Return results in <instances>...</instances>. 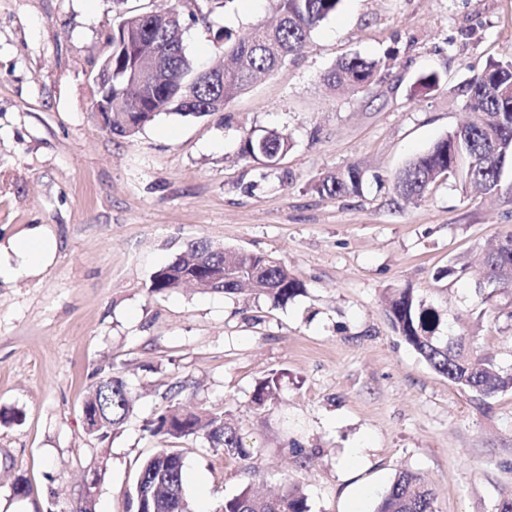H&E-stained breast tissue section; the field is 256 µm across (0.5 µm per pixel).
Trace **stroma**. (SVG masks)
I'll use <instances>...</instances> for the list:
<instances>
[{"mask_svg": "<svg viewBox=\"0 0 512 512\" xmlns=\"http://www.w3.org/2000/svg\"><path fill=\"white\" fill-rule=\"evenodd\" d=\"M177 7L195 68L224 54L199 19L244 32L272 0H126ZM113 0H0V259L41 228L47 266L0 278V512H74L96 479L94 512H129L147 457L180 449L195 512H220L245 486H298L310 512H347L362 489L374 512L395 474L420 473L436 512H496L512 501V391L480 402L433 371L392 329L393 290L414 289L442 336L473 337L512 364V288L459 267L512 234V168L491 198L454 179L421 200L393 192L398 173L470 113L455 86L512 59V0H342L305 48L202 118L167 114L134 138L95 118L96 75L111 50ZM391 57L365 91L327 87L346 55ZM440 83L414 92L415 81ZM278 130V165L239 156L247 134ZM359 164L360 194L318 195L315 179ZM284 262L303 283L283 306L262 296L149 290L185 244ZM135 396L118 430L89 433L83 402L101 376ZM278 398L253 403L257 383ZM173 407L221 414L247 456L202 436L149 428ZM364 459L345 462L348 449ZM25 494L14 491L16 480Z\"/></svg>", "mask_w": 512, "mask_h": 512, "instance_id": "35a3bbf8", "label": "stroma"}]
</instances>
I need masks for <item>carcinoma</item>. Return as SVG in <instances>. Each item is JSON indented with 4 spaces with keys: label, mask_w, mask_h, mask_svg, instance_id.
<instances>
[{
    "label": "carcinoma",
    "mask_w": 512,
    "mask_h": 512,
    "mask_svg": "<svg viewBox=\"0 0 512 512\" xmlns=\"http://www.w3.org/2000/svg\"><path fill=\"white\" fill-rule=\"evenodd\" d=\"M275 24L234 33L219 27L215 40L225 45L224 82H210L207 73H195L183 47V26L177 7L150 11L137 19L122 12L112 26V125L109 132L132 138L146 124L173 110L184 117L199 118L218 111L228 99L245 90L259 73H270L288 57L300 52L311 32L334 15L341 0H276ZM167 52L152 60L154 45ZM387 62L359 55L344 57L324 75L331 88L353 92L367 89ZM512 83V60H492L485 68L458 85L455 91L468 99L478 118L469 120L438 140L427 152L413 158L397 177L395 193L420 199L441 180L454 176L465 194L497 193L506 166L512 164V95L499 87ZM291 149L288 136L268 131L245 137L241 156L259 160L262 152L285 154ZM362 185L359 167L350 165L327 174L313 184L320 195L357 194ZM485 275L504 288H512V234L478 255ZM197 279L205 290L237 294L244 289L283 306L302 290V283L282 262L268 263L262 254L231 252L211 241H189L177 257L152 277L150 290L164 294ZM388 317L394 331L438 374L476 396L494 397L512 390V369L500 366L477 348L470 338L439 336V317L410 288L394 292L388 300ZM106 407L98 431L119 429L132 412L125 382L106 375L92 388L86 406ZM169 438L203 434L212 447L232 455H247L242 437L221 415L167 412L152 429ZM183 457L174 448H160L139 468L144 482L128 494L131 508L139 505V488L150 487L151 512H193L183 484ZM223 512H309L307 500L293 489L271 498H258L245 487L224 500ZM375 512H434L433 493L419 474L402 470L380 498Z\"/></svg>",
    "instance_id": "carcinoma-1"
}]
</instances>
